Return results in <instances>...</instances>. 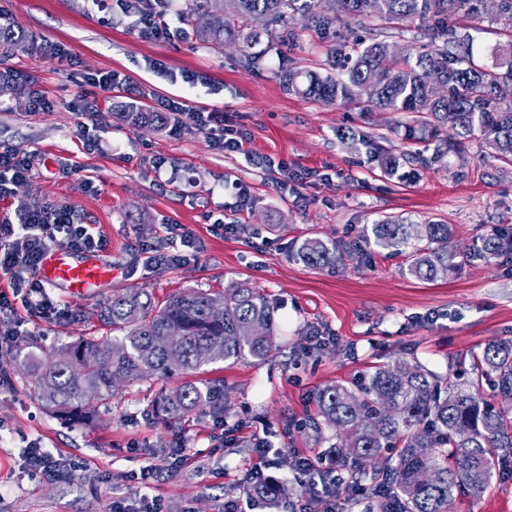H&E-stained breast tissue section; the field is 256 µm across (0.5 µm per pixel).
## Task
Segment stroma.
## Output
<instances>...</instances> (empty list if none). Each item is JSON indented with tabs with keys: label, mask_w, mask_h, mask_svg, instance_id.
Returning a JSON list of instances; mask_svg holds the SVG:
<instances>
[{
	"label": "stroma",
	"mask_w": 512,
	"mask_h": 512,
	"mask_svg": "<svg viewBox=\"0 0 512 512\" xmlns=\"http://www.w3.org/2000/svg\"><path fill=\"white\" fill-rule=\"evenodd\" d=\"M107 3L102 12L93 0H0V14L27 35L11 51L0 50V71L22 72L52 103L29 111L15 87L0 84V145L34 158L16 196L71 205L81 223L106 237L104 256L114 269L89 296L51 288L69 319L18 307L24 334L50 351L107 336L99 310L114 293L144 290L161 303L244 283L273 307L276 345L262 361L208 365L204 379L224 386L186 423L145 415L160 392L180 385L175 376L116 385L109 413L91 427L47 413L17 371L13 350H0V512H110L119 493L159 500L164 512H224L255 458L256 439L292 459H315L328 449L299 427L315 413L312 398L322 386L354 384L398 358L444 375L488 340L512 338V258L486 262L468 254L482 236L512 231V165L493 158L478 136L464 153L432 163L438 139L411 114L325 106L278 78L292 67L337 74L329 45L352 44L368 20L322 34L306 21L298 42L267 50L249 67L232 44L143 38L134 14L118 0ZM474 39L479 61L491 63L496 50L512 47V23L486 13ZM46 42L64 44L70 61L42 53ZM107 70L126 76V85L88 89L87 77ZM187 73L202 82L183 83ZM133 87L148 112L170 99L186 102L180 135L119 118L115 105ZM201 108L223 111L246 134L248 151L272 156L275 167L260 169L246 154L217 150L191 117ZM340 128L361 131L366 143L355 149L341 142ZM383 154L400 159L396 173L381 167ZM62 159L73 170L60 171ZM289 171L306 173L305 183L287 182ZM238 183L250 191L244 207ZM389 215L452 225L456 269L422 282L407 273L404 257L360 246L363 227ZM170 224L194 237L195 258L144 267L140 245H163ZM308 238L334 245L336 264L300 262L296 253ZM33 442L67 460L70 470L28 476ZM177 443L189 458L178 468L169 458ZM150 463L164 473L146 486L136 476ZM455 512H512V471L497 472L480 497L457 500Z\"/></svg>",
	"instance_id": "35a3bbf8"
}]
</instances>
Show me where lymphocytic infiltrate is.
<instances>
[{
  "label": "lymphocytic infiltrate",
  "mask_w": 512,
  "mask_h": 512,
  "mask_svg": "<svg viewBox=\"0 0 512 512\" xmlns=\"http://www.w3.org/2000/svg\"><path fill=\"white\" fill-rule=\"evenodd\" d=\"M132 11L143 35L169 41L183 39V29L175 25L166 0H136ZM31 168L30 154L13 147L0 149L1 200L14 197L16 186L27 180ZM61 236L76 251H101L106 247L105 238L78 223L68 206L21 200L13 212L0 217V277L7 278L11 288L10 293H0V349L12 348L22 334L18 305L35 308L46 318L66 316V309L59 307L35 277L45 255ZM320 471L321 488L317 493L302 504L281 501L277 512H337L340 494L352 499L363 494V486L353 485L337 469L335 458L325 460Z\"/></svg>",
  "instance_id": "1"
}]
</instances>
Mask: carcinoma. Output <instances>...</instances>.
<instances>
[{"label": "carcinoma", "instance_id": "carcinoma-1", "mask_svg": "<svg viewBox=\"0 0 512 512\" xmlns=\"http://www.w3.org/2000/svg\"><path fill=\"white\" fill-rule=\"evenodd\" d=\"M184 0L178 9L183 25L203 44L238 45L249 65L261 56L251 52L258 23L269 46L298 40L295 22L311 17L327 29L364 18L394 29L407 19H430L441 44L397 58L377 39L366 44L345 73L322 77L290 70L288 88L330 106L357 102L388 112H409L417 122L452 131L437 149L442 159L463 151L466 140L482 137L495 157L512 163V51L496 53L490 67L474 58V37L448 24L460 12L477 20L484 0H336L331 15L317 14L318 0ZM447 86L438 98L432 84ZM447 224H407L386 217L372 224L366 245L405 253L408 274L433 282L448 276L455 254L446 244ZM503 250L498 235L482 239L478 256L491 259ZM308 266L336 261V247L318 238L305 240L297 252ZM100 319L112 336L80 339L50 354L45 362L34 341L20 347L16 365L33 386L42 405L63 420L95 422L109 411L114 383H136L180 373L184 382L163 392L152 414L170 423L185 421L210 402L215 387L199 379L204 367L245 355L262 360L274 345L276 322L267 298L245 284L222 294L195 291L177 294L165 304L129 291L112 296ZM181 336L166 340L169 326ZM503 401L496 406L486 392ZM512 340H490L470 354V372L450 382L416 359L400 358L377 368L350 387L333 384L316 395L318 417L311 427L321 440L334 431L352 459L350 480L367 474L374 483L373 512H453L457 498L479 496L495 469L512 462Z\"/></svg>", "mask_w": 512, "mask_h": 512}]
</instances>
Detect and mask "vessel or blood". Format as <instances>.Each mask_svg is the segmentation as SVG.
I'll return each instance as SVG.
<instances>
[{"label": "vessel or blood", "instance_id": "obj_1", "mask_svg": "<svg viewBox=\"0 0 512 512\" xmlns=\"http://www.w3.org/2000/svg\"><path fill=\"white\" fill-rule=\"evenodd\" d=\"M41 272L52 286L66 288L73 294L88 295L103 280L111 277L112 266L94 253L74 262L59 252L51 251L42 262Z\"/></svg>", "mask_w": 512, "mask_h": 512}]
</instances>
